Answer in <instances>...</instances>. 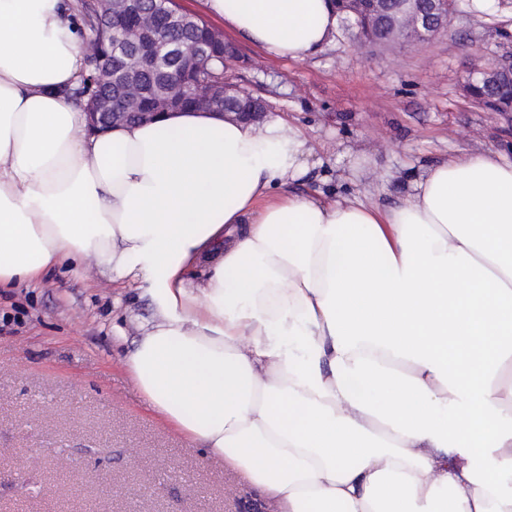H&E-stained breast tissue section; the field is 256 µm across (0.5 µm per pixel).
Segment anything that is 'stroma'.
Masks as SVG:
<instances>
[{
    "label": "stroma",
    "mask_w": 512,
    "mask_h": 512,
    "mask_svg": "<svg viewBox=\"0 0 512 512\" xmlns=\"http://www.w3.org/2000/svg\"><path fill=\"white\" fill-rule=\"evenodd\" d=\"M178 2L236 46L225 81L305 131L312 167L294 192L364 193L389 207L442 158H512V122L466 91L476 69L512 53V0L481 14L458 0L447 31L421 44L359 49L339 30L302 61L225 29L205 0ZM149 314L138 292L95 267L58 266L0 290V512H267L147 408L113 329L135 336Z\"/></svg>",
    "instance_id": "obj_1"
}]
</instances>
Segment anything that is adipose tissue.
Returning a JSON list of instances; mask_svg holds the SVG:
<instances>
[{
	"instance_id": "obj_1",
	"label": "adipose tissue",
	"mask_w": 512,
	"mask_h": 512,
	"mask_svg": "<svg viewBox=\"0 0 512 512\" xmlns=\"http://www.w3.org/2000/svg\"><path fill=\"white\" fill-rule=\"evenodd\" d=\"M268 54L332 0H206ZM67 0H0V288L61 262L142 284L124 364L269 512H512V161L445 159L400 203L298 194L305 132L197 111L89 132Z\"/></svg>"
}]
</instances>
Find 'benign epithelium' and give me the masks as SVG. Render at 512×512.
Here are the masks:
<instances>
[{
  "label": "benign epithelium",
  "instance_id": "obj_1",
  "mask_svg": "<svg viewBox=\"0 0 512 512\" xmlns=\"http://www.w3.org/2000/svg\"><path fill=\"white\" fill-rule=\"evenodd\" d=\"M99 14L107 18L112 28V38L128 41L136 46V59L140 64H156L161 60L164 42L161 34L178 26L188 24L178 18L160 2L151 9L145 8L141 0H123L121 6L112 5V0H97ZM448 0H430L426 7H412L402 11L403 39L417 42L429 39L448 26ZM224 47L228 57L236 58L234 45L224 41V35L209 29L208 47L213 50ZM101 45L95 40L85 42L84 55L97 59L98 67L90 76V86L99 90L103 86L115 91L89 97L87 104L88 127L99 129L127 122H148L163 115V112L180 106L187 99L201 111H215L224 115V105L238 103L239 87L224 82L201 83L185 80L167 97H155L138 80L129 76L132 66L125 54H112L103 59ZM177 55L193 68L206 58L207 51L196 42L181 43ZM482 83L471 82L468 92L478 91L486 95L488 88L505 78H512V54L502 57L490 67L481 70Z\"/></svg>",
  "mask_w": 512,
  "mask_h": 512
}]
</instances>
